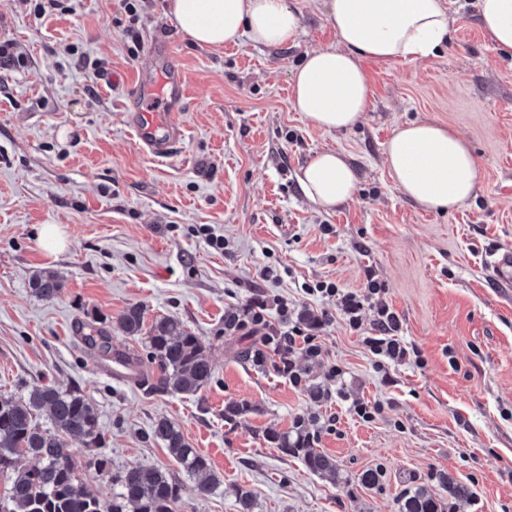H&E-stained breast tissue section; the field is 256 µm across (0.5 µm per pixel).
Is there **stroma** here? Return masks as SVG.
Returning <instances> with one entry per match:
<instances>
[{
  "instance_id": "stroma-1",
  "label": "stroma",
  "mask_w": 512,
  "mask_h": 512,
  "mask_svg": "<svg viewBox=\"0 0 512 512\" xmlns=\"http://www.w3.org/2000/svg\"><path fill=\"white\" fill-rule=\"evenodd\" d=\"M289 2L301 18L296 43L215 49L190 44L168 0H137L133 16L122 0H63L40 18L34 0H0V394L79 389L116 472L174 469L152 436L169 418L224 479L203 496L178 474L177 512H237L239 486L254 512H398L404 493L439 471L472 487L459 512H512V290L492 286L486 267L493 250L512 247V54L486 36L479 0H446L449 38L437 55L365 61L367 112L327 132L293 109L291 82L306 52L339 42L325 0ZM153 41L168 44L188 87L185 137L162 161L138 148L123 109L128 87L156 66ZM409 121L467 139L480 168L474 197L437 213L398 191L385 144ZM325 149L357 177L353 199L329 212L297 182ZM44 224L59 226L62 251L40 246ZM203 226L223 249L207 245ZM268 265L278 278L262 277ZM43 271L62 279L58 297L31 291ZM370 275L420 361L369 350L372 310L354 331L335 298L304 292L319 281L361 291ZM256 292L287 298L291 323L320 321L319 355H292L300 384L281 375L273 350L259 363L246 357L259 337L224 329ZM133 305L145 322L173 317L206 342L214 372L197 395L115 379L79 335L81 324L106 328L113 349L145 358L144 340L117 327ZM232 402L248 411L230 422ZM361 403L378 405L372 419L359 416ZM300 420L335 459V480L268 441ZM69 448L87 490L110 499L95 449L79 439ZM370 468L382 479L367 489L358 478Z\"/></svg>"
}]
</instances>
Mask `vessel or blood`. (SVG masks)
<instances>
[{
  "mask_svg": "<svg viewBox=\"0 0 512 512\" xmlns=\"http://www.w3.org/2000/svg\"><path fill=\"white\" fill-rule=\"evenodd\" d=\"M151 56L161 65L139 78L127 96V123L141 148L157 159L170 156L184 137L180 120L187 95L182 75L172 60L169 47L161 42L151 43ZM491 279L512 288V250L498 249L489 262Z\"/></svg>",
  "mask_w": 512,
  "mask_h": 512,
  "instance_id": "1",
  "label": "vessel or blood"
}]
</instances>
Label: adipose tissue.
I'll list each match as a JSON object with an SVG mask.
<instances>
[{
	"label": "adipose tissue",
	"mask_w": 512,
	"mask_h": 512,
	"mask_svg": "<svg viewBox=\"0 0 512 512\" xmlns=\"http://www.w3.org/2000/svg\"><path fill=\"white\" fill-rule=\"evenodd\" d=\"M484 30L502 51H512V0H480ZM180 33L196 45L220 48L241 39L260 45L295 42L300 17L288 0H169ZM327 19L341 49L306 53L291 84L292 107L317 128L348 129L366 112L371 83L365 61L433 57L446 43L444 0H326ZM385 162L406 197L435 211L469 200L479 167L469 143L450 127L413 121L398 126L385 147ZM299 186L323 210L350 200L356 178L347 158L329 150L301 169Z\"/></svg>",
	"instance_id": "ef3b65f1"
}]
</instances>
